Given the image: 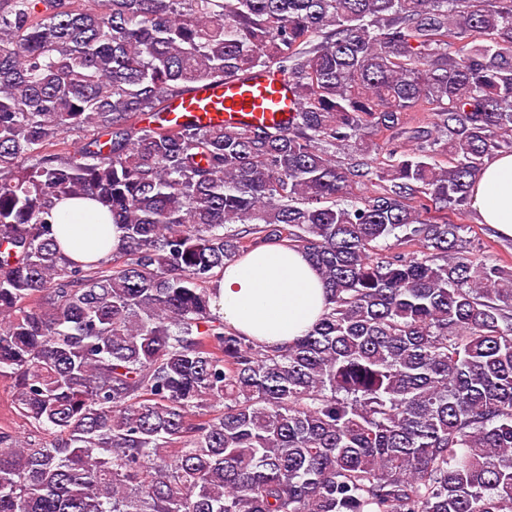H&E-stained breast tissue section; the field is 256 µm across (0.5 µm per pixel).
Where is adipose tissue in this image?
Wrapping results in <instances>:
<instances>
[{
	"instance_id": "ef3b65f1",
	"label": "adipose tissue",
	"mask_w": 512,
	"mask_h": 512,
	"mask_svg": "<svg viewBox=\"0 0 512 512\" xmlns=\"http://www.w3.org/2000/svg\"><path fill=\"white\" fill-rule=\"evenodd\" d=\"M470 206L481 223L512 238V153L499 154L481 170ZM51 215L61 252L72 261L100 262L122 243L121 230L94 200L57 201ZM327 302L316 267L282 242L257 245L227 263L213 283V312L231 330L270 349L308 333Z\"/></svg>"
}]
</instances>
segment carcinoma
Segmentation results:
<instances>
[{"label": "carcinoma", "instance_id": "obj_1", "mask_svg": "<svg viewBox=\"0 0 512 512\" xmlns=\"http://www.w3.org/2000/svg\"><path fill=\"white\" fill-rule=\"evenodd\" d=\"M258 68L288 129L164 119ZM506 150L512 0H0V512H512V269L453 220ZM73 196L109 259L62 255ZM268 241L329 298L274 350L210 307ZM51 215L61 252L74 262H100L122 243V231L92 199L56 201ZM13 399L14 389L11 381L6 378L0 379V427L3 424H7L15 436H27L30 433L28 426L14 414L13 409L10 407Z\"/></svg>", "mask_w": 512, "mask_h": 512}]
</instances>
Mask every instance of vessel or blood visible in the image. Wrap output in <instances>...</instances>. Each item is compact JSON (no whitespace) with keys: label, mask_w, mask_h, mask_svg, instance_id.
I'll return each instance as SVG.
<instances>
[{"label":"vessel or blood","mask_w":512,"mask_h":512,"mask_svg":"<svg viewBox=\"0 0 512 512\" xmlns=\"http://www.w3.org/2000/svg\"><path fill=\"white\" fill-rule=\"evenodd\" d=\"M300 102L293 88L277 72L262 70L244 79L200 85L176 99L170 119L200 118L207 123L287 126Z\"/></svg>","instance_id":"1"}]
</instances>
